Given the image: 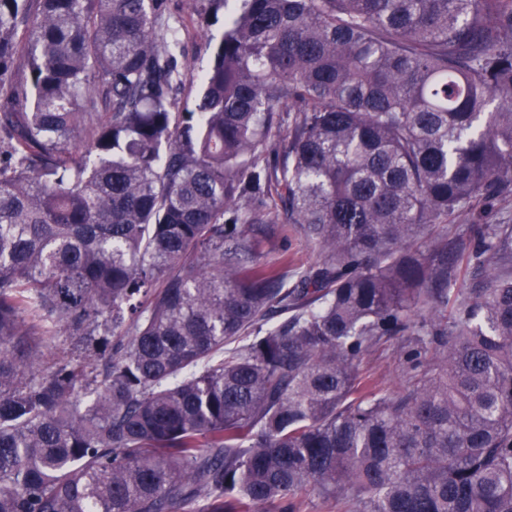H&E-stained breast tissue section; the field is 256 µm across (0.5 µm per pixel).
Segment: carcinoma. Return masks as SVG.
Instances as JSON below:
<instances>
[{
    "label": "carcinoma",
    "mask_w": 512,
    "mask_h": 512,
    "mask_svg": "<svg viewBox=\"0 0 512 512\" xmlns=\"http://www.w3.org/2000/svg\"><path fill=\"white\" fill-rule=\"evenodd\" d=\"M191 10L0 0V512H512V0ZM206 35L198 33L191 36L186 42V52L189 56V61L194 67L195 74H201L209 66L210 54L206 53L202 44L204 43ZM512 224V197L481 203L473 210H467L456 218L451 227L452 236L466 237L471 224ZM400 341L396 337L372 349L362 363L361 370L367 372L383 390H396L403 382L404 374L397 351Z\"/></svg>",
    "instance_id": "1"
}]
</instances>
